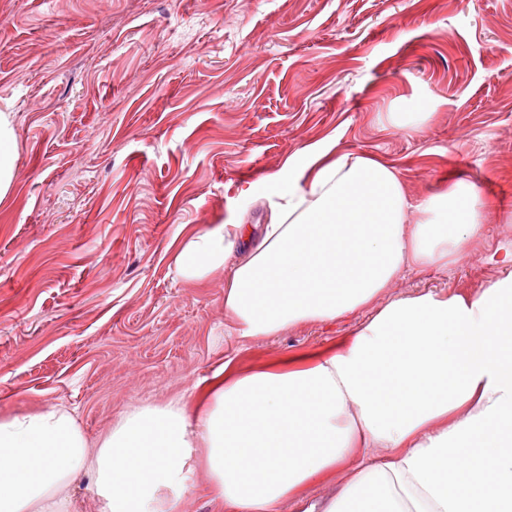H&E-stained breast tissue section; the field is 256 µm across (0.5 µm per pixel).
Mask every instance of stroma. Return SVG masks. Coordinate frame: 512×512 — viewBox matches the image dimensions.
<instances>
[{"instance_id":"1","label":"stroma","mask_w":512,"mask_h":512,"mask_svg":"<svg viewBox=\"0 0 512 512\" xmlns=\"http://www.w3.org/2000/svg\"><path fill=\"white\" fill-rule=\"evenodd\" d=\"M0 110V413L62 406L94 440L210 374L224 282L186 284L175 257L194 231L267 223L309 148L392 165L414 201L464 179L496 206L465 260L379 304L512 275V0H0ZM371 314L239 362L326 349ZM16 139L7 112L0 113V201L8 196L15 176Z\"/></svg>"}]
</instances>
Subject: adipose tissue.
Wrapping results in <instances>:
<instances>
[{
    "mask_svg": "<svg viewBox=\"0 0 512 512\" xmlns=\"http://www.w3.org/2000/svg\"><path fill=\"white\" fill-rule=\"evenodd\" d=\"M303 175L258 232L192 235L177 272L223 278L224 330L242 347L372 316L325 350L250 368L224 357L94 442L62 407L0 414V512H72L81 476L98 512H186L199 472L213 512H512V276L377 303L403 275L463 258L489 200L459 180L410 201L394 167L328 146Z\"/></svg>",
    "mask_w": 512,
    "mask_h": 512,
    "instance_id": "obj_1",
    "label": "adipose tissue"
}]
</instances>
